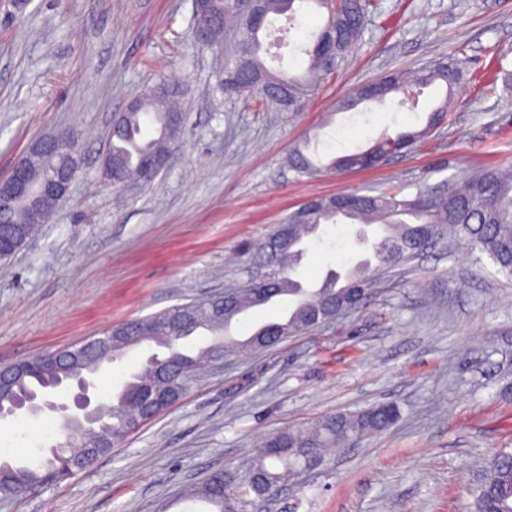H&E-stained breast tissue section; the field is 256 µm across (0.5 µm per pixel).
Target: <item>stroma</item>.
Instances as JSON below:
<instances>
[{
	"label": "stroma",
	"mask_w": 512,
	"mask_h": 512,
	"mask_svg": "<svg viewBox=\"0 0 512 512\" xmlns=\"http://www.w3.org/2000/svg\"><path fill=\"white\" fill-rule=\"evenodd\" d=\"M358 42L301 111L258 106L219 83L225 55L199 46L191 0H0V179L37 138L74 136L72 195L16 255L0 261V366L99 336L108 327L242 285L259 246L303 201L347 190L418 188L512 165V0H374ZM321 13L296 18L272 68L297 67ZM454 58L464 79L445 122L389 164L298 176L288 153L307 132L321 161L382 131L425 126L443 93L416 111L392 104L336 111L355 89L397 69ZM176 80L185 123L150 185L115 191L101 171L116 112L158 78ZM355 225H323L299 280L345 273L365 251ZM150 351H127L95 377L101 402ZM381 403L388 430L341 449L317 478L289 481L268 512H470L487 459L512 448V282L467 247L427 248L380 276L357 312L240 354L204 374L176 405L71 477L8 498L0 512H193L188 490L215 471L246 484L266 437ZM25 459L64 442L57 414L0 419Z\"/></svg>",
	"instance_id": "stroma-1"
}]
</instances>
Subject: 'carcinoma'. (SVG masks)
Here are the masks:
<instances>
[{
    "instance_id": "1",
    "label": "carcinoma",
    "mask_w": 512,
    "mask_h": 512,
    "mask_svg": "<svg viewBox=\"0 0 512 512\" xmlns=\"http://www.w3.org/2000/svg\"><path fill=\"white\" fill-rule=\"evenodd\" d=\"M314 4L323 11V21L313 44L304 50L307 59L304 70L291 73L267 67L263 58V42L260 32L248 26L237 11L234 0H203L201 10L214 25L210 42H215L224 30V24L232 21L242 30L248 54L243 60L224 63L222 87L228 94H248L266 105H274L263 86L279 84L288 87L291 99L300 103L312 96L320 84L330 80L342 67L347 50L358 41L368 21L370 0H265L266 19L284 15L295 20L303 4ZM462 80L458 61L450 59L411 72L395 71L378 83V94L371 102L380 106L397 93H420L431 86L446 88L442 99L427 117L421 129L399 131L394 135L386 132L372 141L365 150L333 158L328 168L347 170L371 167L393 149L405 152L444 122L448 112V98L454 94ZM178 88L160 82L136 97L135 106L124 112L120 122L112 129L109 152V176L112 186L119 187L125 181L137 179L151 183L143 174L142 159L150 153L165 154L180 134H172L170 116L177 111L174 101ZM309 143L294 147L288 155L289 166L300 176L313 177L323 170L308 154ZM44 167L35 161L27 191L16 204L14 223H0V235L34 234L37 226L46 222L51 213L35 206ZM322 207L299 216L294 210L275 225L274 233L288 226L296 244L317 233L323 224H337L346 219L353 224H381L386 237L379 245L380 259L373 264L365 259L339 277L332 273L325 278L321 288L305 290L301 282L294 281L305 254L304 249L283 250L269 255L263 251L256 256L275 268L277 285L295 297L288 308L285 322H267L257 328L247 339L232 337V321L243 311L255 306L256 286L247 284L235 291L236 311L230 315H216L210 308L191 300L147 316L132 319L122 328L112 331L116 341L112 353L105 354L98 369L105 370L120 361L128 345L124 333L135 336V345L155 344L169 350L163 359L148 358L141 369L131 374L122 390L112 399V408L104 409V423L99 432L83 434L79 431L66 436L65 451L54 461L41 459L35 463L25 460H3L6 464L0 473V496L17 494L49 481L62 480L86 467L92 457L109 451L123 441L142 422L153 418L178 402L189 390V376L201 362L211 359L221 351L238 353L258 345L257 335L277 329L282 336H295L306 317L333 306L335 298L358 285L364 294L371 293L380 272L403 258L428 235L434 240L448 235L454 242L470 246L493 262L496 273L512 281V167L490 168L479 175L448 188L439 195L419 191L412 198H400L398 194L383 191L366 194L357 209L348 215L339 214L329 206L330 199L321 198ZM205 329L212 335L211 342L191 356L183 351V345L197 330ZM67 358L58 367L46 358L27 363L24 377L14 389L0 391V399L11 402L19 393L34 394L60 376L78 377L88 361L79 351L66 350ZM399 409L392 403L379 404L355 413H340L323 417L303 428L288 429L269 436L253 457L251 469L259 472L260 481L243 492L233 486L231 476L218 471L192 495L212 507L211 512H247L251 505L249 496H274L288 473L311 462L324 463L332 448L348 445L358 438L381 432L398 418ZM473 512H512V452L501 449L499 461L490 464L485 477L470 489Z\"/></svg>"
}]
</instances>
